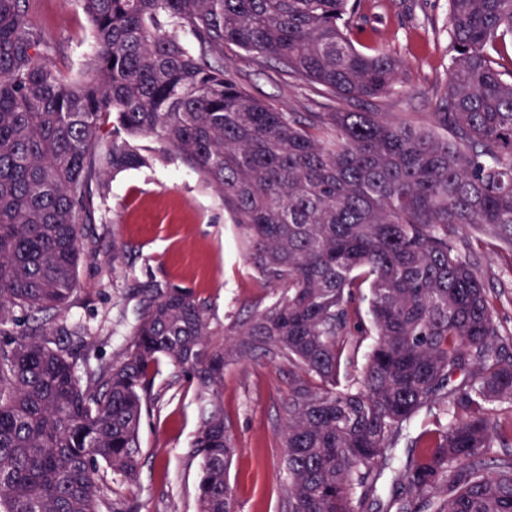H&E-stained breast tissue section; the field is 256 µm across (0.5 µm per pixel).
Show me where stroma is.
I'll return each mask as SVG.
<instances>
[{"mask_svg":"<svg viewBox=\"0 0 512 512\" xmlns=\"http://www.w3.org/2000/svg\"><path fill=\"white\" fill-rule=\"evenodd\" d=\"M35 27L51 45L52 58L68 75L93 50L91 23L75 0H29ZM448 0H362L356 16L370 45L401 62L396 92L378 100L380 112L429 122L434 92L443 86L452 56L445 21ZM224 64L255 97L295 112L317 111L302 80L257 70L249 53L230 46ZM150 156L148 166L114 175L111 190L95 201V221L82 228V243L95 246L79 262V288L71 298L69 322L84 327L90 352L77 366L108 362L125 348L146 284L192 289L204 303L214 342L229 324L263 309L277 296L244 259L231 214L212 185L156 139L135 140ZM466 254L493 303L500 333L512 336V244L466 227L451 236ZM120 248L121 269L107 261ZM292 374L273 353H254L224 370V419L237 453L230 471L238 512H283L286 481L281 442L284 403ZM161 399L140 426L142 465L137 482L111 481L110 501L121 512H197L199 461L192 443L202 405L195 388L169 362L155 373Z\"/></svg>","mask_w":512,"mask_h":512,"instance_id":"obj_1","label":"stroma"}]
</instances>
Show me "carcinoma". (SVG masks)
Here are the masks:
<instances>
[{
  "instance_id": "1",
  "label": "carcinoma",
  "mask_w": 512,
  "mask_h": 512,
  "mask_svg": "<svg viewBox=\"0 0 512 512\" xmlns=\"http://www.w3.org/2000/svg\"><path fill=\"white\" fill-rule=\"evenodd\" d=\"M29 0H0V512H101L100 465L141 467L139 430L168 360L203 402L193 442L199 512H236L224 368L257 351L293 369L282 444L285 512H512V354L448 227L512 243V0H449L453 55L429 124L373 112L400 61L356 44L360 0H77L94 49L57 68ZM299 77L334 112H293L248 93L224 46ZM149 136L224 197L246 259L283 292L231 338L210 341L187 288L147 285L123 355L77 371L82 225ZM369 283L376 336L344 380ZM28 313L18 327L11 314ZM457 376L463 382L450 383ZM386 508L377 481L422 409Z\"/></svg>"
}]
</instances>
